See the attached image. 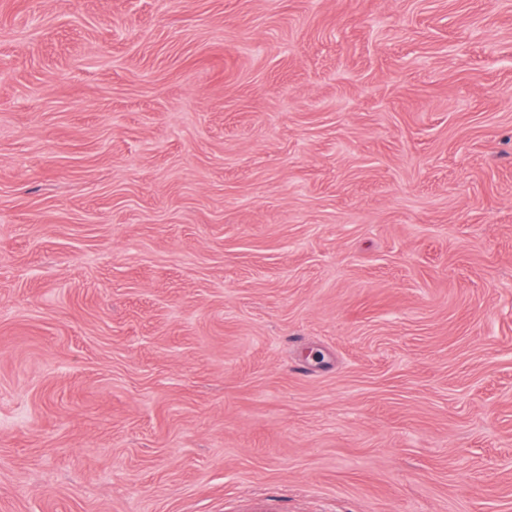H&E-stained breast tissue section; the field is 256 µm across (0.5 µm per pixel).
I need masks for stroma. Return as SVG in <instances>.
Instances as JSON below:
<instances>
[{"label": "stroma", "instance_id": "stroma-1", "mask_svg": "<svg viewBox=\"0 0 512 512\" xmlns=\"http://www.w3.org/2000/svg\"><path fill=\"white\" fill-rule=\"evenodd\" d=\"M0 512H512V0H0Z\"/></svg>", "mask_w": 512, "mask_h": 512}]
</instances>
